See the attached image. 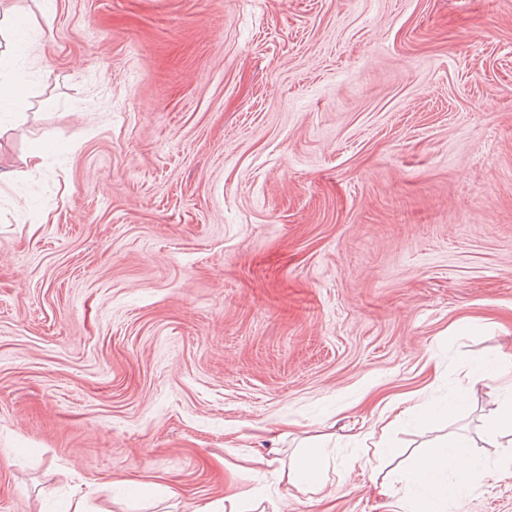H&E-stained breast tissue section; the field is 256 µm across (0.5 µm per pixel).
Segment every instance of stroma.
<instances>
[{"mask_svg": "<svg viewBox=\"0 0 512 512\" xmlns=\"http://www.w3.org/2000/svg\"><path fill=\"white\" fill-rule=\"evenodd\" d=\"M0 512H512V0H0ZM42 146L39 169L27 157ZM440 409L376 430L388 404ZM321 438L324 500L248 471ZM174 499L148 502L155 484ZM450 448H462L457 439H448L432 447L420 465L413 471L404 473L398 479L405 488L408 485L423 489L428 508L441 503L448 494V485L444 475L448 470V459L457 473L467 474L471 471L473 460L460 452H452Z\"/></svg>", "mask_w": 512, "mask_h": 512, "instance_id": "stroma-1", "label": "stroma"}]
</instances>
